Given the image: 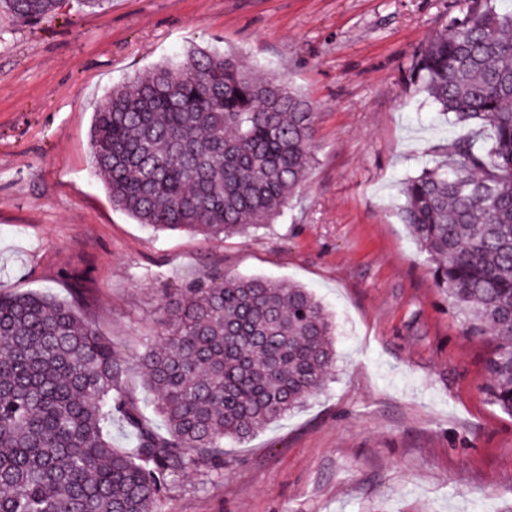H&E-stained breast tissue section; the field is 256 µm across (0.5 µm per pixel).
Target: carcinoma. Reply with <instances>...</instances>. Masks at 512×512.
<instances>
[{"label":"carcinoma","mask_w":512,"mask_h":512,"mask_svg":"<svg viewBox=\"0 0 512 512\" xmlns=\"http://www.w3.org/2000/svg\"><path fill=\"white\" fill-rule=\"evenodd\" d=\"M38 22L65 0H0ZM409 81L472 135L403 183L400 219L468 336L485 393L512 415V11L469 0L412 56ZM312 103L231 52L195 50L99 103L94 170L112 206L155 231L245 236L288 209L313 159ZM139 357L166 434L117 387L112 344L49 296L0 293V512H155L175 478L218 472L245 440L323 388L336 322L307 288L205 273L165 296ZM138 429L112 444V421Z\"/></svg>","instance_id":"obj_1"}]
</instances>
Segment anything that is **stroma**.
<instances>
[{"instance_id": "1", "label": "stroma", "mask_w": 512, "mask_h": 512, "mask_svg": "<svg viewBox=\"0 0 512 512\" xmlns=\"http://www.w3.org/2000/svg\"><path fill=\"white\" fill-rule=\"evenodd\" d=\"M464 0H75L38 24L0 9V292L74 306L111 342L118 382L163 432L138 357L165 294L204 272L308 288L336 320L323 392L193 470L156 512H503L512 416L399 216L405 179L466 138L407 79ZM288 79L316 112L315 160L288 210L241 239L155 232L91 169L112 87L191 48Z\"/></svg>"}]
</instances>
